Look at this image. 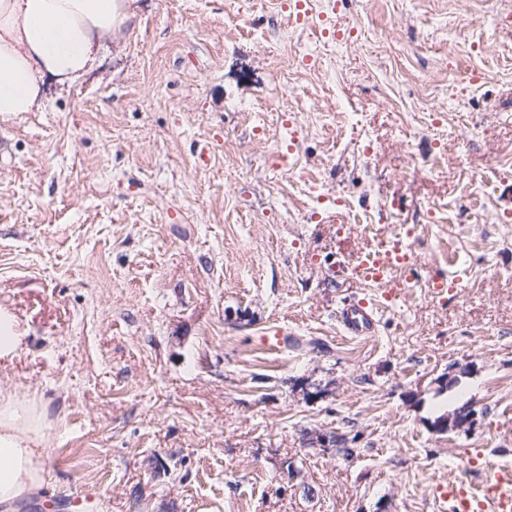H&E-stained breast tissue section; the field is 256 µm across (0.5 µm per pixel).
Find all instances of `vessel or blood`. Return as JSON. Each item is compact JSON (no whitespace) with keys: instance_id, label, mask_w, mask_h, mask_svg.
I'll list each match as a JSON object with an SVG mask.
<instances>
[{"instance_id":"b4317fda","label":"vessel or blood","mask_w":512,"mask_h":512,"mask_svg":"<svg viewBox=\"0 0 512 512\" xmlns=\"http://www.w3.org/2000/svg\"><path fill=\"white\" fill-rule=\"evenodd\" d=\"M411 260L401 241L380 235L370 247L359 251L353 261L338 263L336 273L371 288H394L398 285V273ZM340 323L348 335H374V303L365 298L348 300L341 308ZM437 512H512V469L489 467L483 479L467 488L453 483L440 486Z\"/></svg>"}]
</instances>
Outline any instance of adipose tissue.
Returning a JSON list of instances; mask_svg holds the SVG:
<instances>
[{
	"label": "adipose tissue",
	"mask_w": 512,
	"mask_h": 512,
	"mask_svg": "<svg viewBox=\"0 0 512 512\" xmlns=\"http://www.w3.org/2000/svg\"><path fill=\"white\" fill-rule=\"evenodd\" d=\"M132 0H0V116L31 112L44 83L69 85L119 34ZM43 416L17 392L0 391V505L13 507L47 480Z\"/></svg>",
	"instance_id": "adipose-tissue-1"
}]
</instances>
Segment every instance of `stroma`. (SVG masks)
Segmentation results:
<instances>
[{
    "instance_id": "35a3bbf8",
    "label": "stroma",
    "mask_w": 512,
    "mask_h": 512,
    "mask_svg": "<svg viewBox=\"0 0 512 512\" xmlns=\"http://www.w3.org/2000/svg\"><path fill=\"white\" fill-rule=\"evenodd\" d=\"M309 8L134 0L90 73L0 118V307L26 332L0 389L48 445L28 512H435L512 466V0ZM382 219L418 228L412 282L352 338L366 290L332 271ZM340 323L349 336H373L376 330V307L367 298H355L343 304Z\"/></svg>"
}]
</instances>
